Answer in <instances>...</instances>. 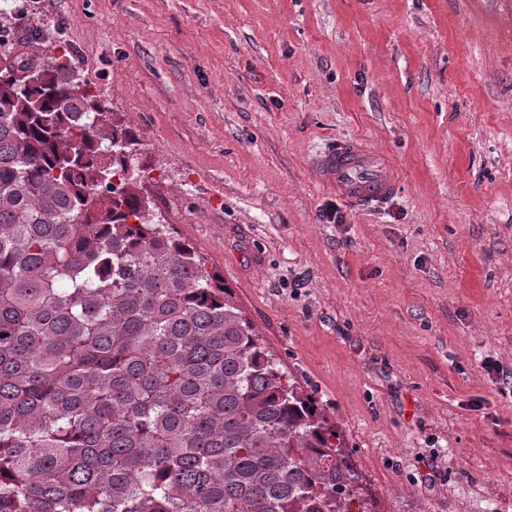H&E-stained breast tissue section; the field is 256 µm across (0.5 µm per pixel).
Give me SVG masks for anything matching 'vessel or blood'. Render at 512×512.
I'll return each instance as SVG.
<instances>
[{"label": "vessel or blood", "instance_id": "obj_1", "mask_svg": "<svg viewBox=\"0 0 512 512\" xmlns=\"http://www.w3.org/2000/svg\"><path fill=\"white\" fill-rule=\"evenodd\" d=\"M315 180L345 200L369 205L390 195L398 176L389 160L366 143L337 142L312 163Z\"/></svg>", "mask_w": 512, "mask_h": 512}]
</instances>
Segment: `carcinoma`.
<instances>
[{
  "label": "carcinoma",
  "mask_w": 512,
  "mask_h": 512,
  "mask_svg": "<svg viewBox=\"0 0 512 512\" xmlns=\"http://www.w3.org/2000/svg\"><path fill=\"white\" fill-rule=\"evenodd\" d=\"M4 36L0 512H367L323 405L154 213L133 131Z\"/></svg>",
  "instance_id": "carcinoma-1"
}]
</instances>
